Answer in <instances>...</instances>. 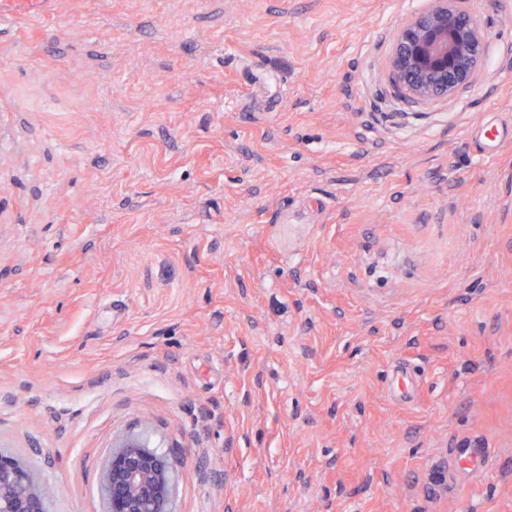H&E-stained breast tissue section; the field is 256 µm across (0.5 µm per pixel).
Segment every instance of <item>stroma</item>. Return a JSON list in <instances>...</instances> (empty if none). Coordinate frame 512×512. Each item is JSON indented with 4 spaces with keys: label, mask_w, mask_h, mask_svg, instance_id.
Returning a JSON list of instances; mask_svg holds the SVG:
<instances>
[{
    "label": "stroma",
    "mask_w": 512,
    "mask_h": 512,
    "mask_svg": "<svg viewBox=\"0 0 512 512\" xmlns=\"http://www.w3.org/2000/svg\"><path fill=\"white\" fill-rule=\"evenodd\" d=\"M429 0H57L0 20V451L103 512H512V0L472 83L400 96ZM410 401L396 403V395ZM490 450L480 480L450 448ZM471 135L481 144V155L490 158L505 144L512 142V116L495 113L475 127ZM113 448L100 476L107 491L104 512H172L176 462L135 436Z\"/></svg>",
    "instance_id": "stroma-1"
}]
</instances>
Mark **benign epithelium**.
Returning a JSON list of instances; mask_svg holds the SVG:
<instances>
[{"mask_svg":"<svg viewBox=\"0 0 512 512\" xmlns=\"http://www.w3.org/2000/svg\"><path fill=\"white\" fill-rule=\"evenodd\" d=\"M486 48L485 24L462 0H431L396 31L393 80L412 99L450 97L472 82ZM175 466L135 436L119 440L101 471L104 512H172ZM48 505V491L32 471L0 453V512H48Z\"/></svg>","mask_w":512,"mask_h":512,"instance_id":"7a95c632","label":"benign epithelium"}]
</instances>
